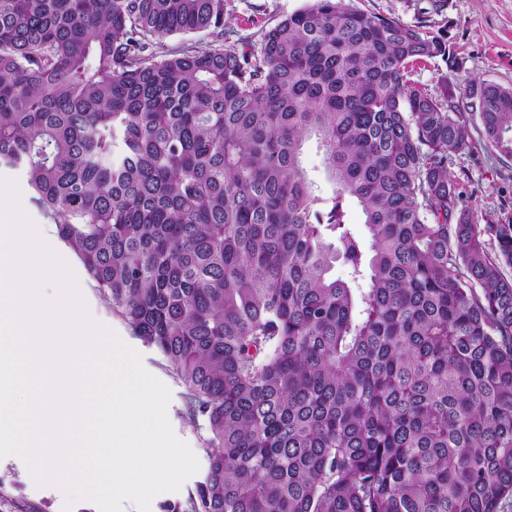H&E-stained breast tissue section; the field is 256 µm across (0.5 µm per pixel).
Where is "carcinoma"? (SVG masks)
<instances>
[{"label":"carcinoma","mask_w":512,"mask_h":512,"mask_svg":"<svg viewBox=\"0 0 512 512\" xmlns=\"http://www.w3.org/2000/svg\"><path fill=\"white\" fill-rule=\"evenodd\" d=\"M228 6L0 0V167L203 422L172 512H500L512 217L474 223L448 160L474 119L512 159V87L425 91L419 64L462 70L425 18L312 0L254 41ZM302 161L304 167L317 179L320 186L321 193L324 197L332 198L335 192V186L325 179L323 171V155L320 152L315 142H310L303 153Z\"/></svg>","instance_id":"carcinoma-1"}]
</instances>
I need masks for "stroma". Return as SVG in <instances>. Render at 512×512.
I'll return each mask as SVG.
<instances>
[{
  "instance_id": "obj_1",
  "label": "stroma",
  "mask_w": 512,
  "mask_h": 512,
  "mask_svg": "<svg viewBox=\"0 0 512 512\" xmlns=\"http://www.w3.org/2000/svg\"><path fill=\"white\" fill-rule=\"evenodd\" d=\"M310 0H233L225 17L227 27L244 35L259 36L286 16L307 8ZM354 6L408 24L420 9H428L432 30L443 35L448 46L463 60V69L479 81L512 86V0H445L441 11H431L430 0H353ZM448 170L464 191V200L476 223L487 224L512 216V161L487 142L480 125L470 128L468 146L451 157ZM71 270L89 316L112 329L141 356L145 369L171 392L167 415L175 435L206 463L205 434L186 415L184 389L161 355L135 338L86 276L80 261ZM0 512H99L87 499L67 504L64 492L54 485L36 482L23 461L0 458Z\"/></svg>"
}]
</instances>
